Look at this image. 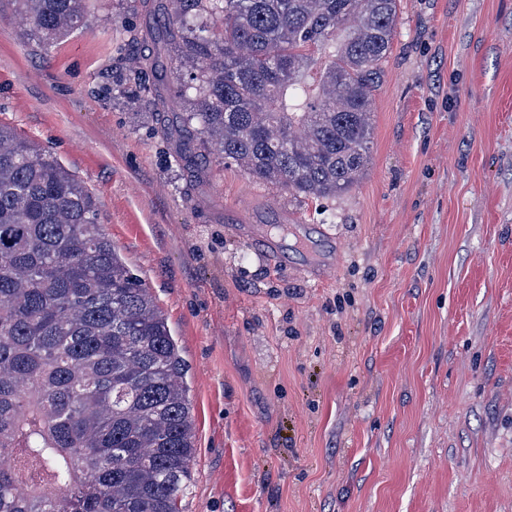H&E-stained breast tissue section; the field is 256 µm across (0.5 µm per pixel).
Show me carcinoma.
<instances>
[{"label": "carcinoma", "instance_id": "obj_1", "mask_svg": "<svg viewBox=\"0 0 512 512\" xmlns=\"http://www.w3.org/2000/svg\"><path fill=\"white\" fill-rule=\"evenodd\" d=\"M41 45L92 0H16ZM398 0H175L125 80L163 136L311 199L368 170ZM187 85L164 89V67ZM150 71L156 83L141 82ZM96 197L0 123V512H179L195 456L186 364Z\"/></svg>", "mask_w": 512, "mask_h": 512}]
</instances>
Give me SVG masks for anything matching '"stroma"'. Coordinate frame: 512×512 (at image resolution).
Segmentation results:
<instances>
[{
	"label": "stroma",
	"instance_id": "1",
	"mask_svg": "<svg viewBox=\"0 0 512 512\" xmlns=\"http://www.w3.org/2000/svg\"><path fill=\"white\" fill-rule=\"evenodd\" d=\"M140 0L36 47L0 0V123L96 195L188 366L180 512H512V0H399L371 164L324 200L213 158L144 97Z\"/></svg>",
	"mask_w": 512,
	"mask_h": 512
}]
</instances>
